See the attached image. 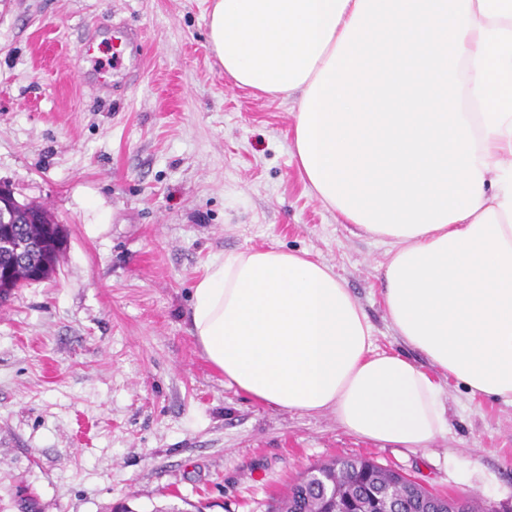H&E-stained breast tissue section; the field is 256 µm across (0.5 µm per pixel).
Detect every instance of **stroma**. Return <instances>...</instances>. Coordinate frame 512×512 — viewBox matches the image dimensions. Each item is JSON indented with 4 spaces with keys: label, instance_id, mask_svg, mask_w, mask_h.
Returning <instances> with one entry per match:
<instances>
[{
    "label": "stroma",
    "instance_id": "1",
    "mask_svg": "<svg viewBox=\"0 0 512 512\" xmlns=\"http://www.w3.org/2000/svg\"><path fill=\"white\" fill-rule=\"evenodd\" d=\"M209 0H0V183L64 229L48 279L0 302V512H272L314 465L368 456L448 497L512 502V406L445 384L413 450L226 387L190 333L215 258L271 245L332 266L374 344L420 367L381 303L387 248L341 223L294 157V99L236 87ZM111 27L92 55L95 27ZM139 34L129 42L127 30ZM111 68V95L85 72ZM110 209L94 232V198Z\"/></svg>",
    "mask_w": 512,
    "mask_h": 512
}]
</instances>
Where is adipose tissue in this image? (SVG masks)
Masks as SVG:
<instances>
[{
  "mask_svg": "<svg viewBox=\"0 0 512 512\" xmlns=\"http://www.w3.org/2000/svg\"><path fill=\"white\" fill-rule=\"evenodd\" d=\"M208 44L237 87L299 93V171L388 244L386 318L429 363L378 351L331 266L271 246L192 288L225 386L415 449L448 433L443 380L512 405V0H212Z\"/></svg>",
  "mask_w": 512,
  "mask_h": 512,
  "instance_id": "obj_1",
  "label": "adipose tissue"
}]
</instances>
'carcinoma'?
Returning <instances> with one entry per match:
<instances>
[{
	"mask_svg": "<svg viewBox=\"0 0 512 512\" xmlns=\"http://www.w3.org/2000/svg\"><path fill=\"white\" fill-rule=\"evenodd\" d=\"M44 223H33V215L18 212L12 225L15 243L28 242L32 248L17 256L14 251L0 249V270L18 267L20 280H27L26 271L33 270L48 277L55 270L62 248L57 225L39 207ZM400 472L379 465L370 457L339 458L323 463L290 485L276 503L273 512H355L356 504L371 495L388 500L392 512H440V498L410 479L399 483Z\"/></svg>",
	"mask_w": 512,
	"mask_h": 512,
	"instance_id": "obj_1",
	"label": "carcinoma"
}]
</instances>
